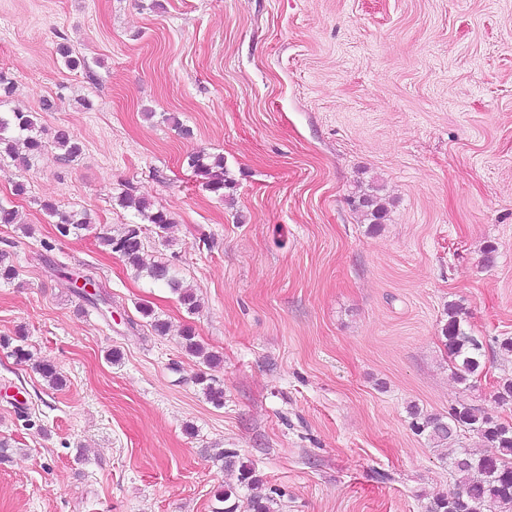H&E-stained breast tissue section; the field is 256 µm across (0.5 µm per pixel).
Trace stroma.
Segmentation results:
<instances>
[{"mask_svg":"<svg viewBox=\"0 0 512 512\" xmlns=\"http://www.w3.org/2000/svg\"><path fill=\"white\" fill-rule=\"evenodd\" d=\"M0 71V110L32 113L48 143L29 167L0 159L24 221L0 224L18 269L0 339L33 355L0 346V512H212L236 480L223 448L281 512H425L455 481L409 406L464 399L512 422L495 398L512 377V0H0ZM61 128L74 160L51 144ZM196 150L223 156L233 190L198 181ZM368 183L390 201L376 233L351 204ZM126 193L171 217L167 246L145 225L148 253L199 312L99 246L134 222ZM48 202L91 228L57 236ZM452 302L486 343L468 388L442 342ZM187 326L221 360L223 407L195 383ZM217 457L224 461V469L229 472H236L237 481L239 485H246L251 490L258 489L263 485L262 480L259 479L254 471L241 462L239 454L236 449L224 448L218 451Z\"/></svg>","mask_w":512,"mask_h":512,"instance_id":"35a3bbf8","label":"stroma"}]
</instances>
